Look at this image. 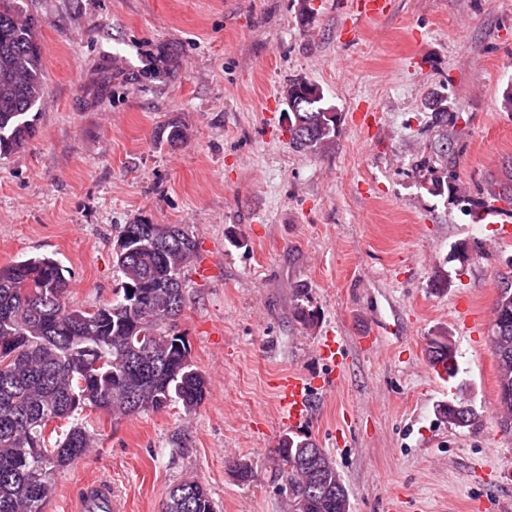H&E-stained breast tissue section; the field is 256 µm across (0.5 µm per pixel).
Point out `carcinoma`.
<instances>
[{"instance_id":"cac0c4a2","label":"carcinoma","mask_w":512,"mask_h":512,"mask_svg":"<svg viewBox=\"0 0 512 512\" xmlns=\"http://www.w3.org/2000/svg\"><path fill=\"white\" fill-rule=\"evenodd\" d=\"M46 90L38 20L22 0H0V156L23 147L35 131ZM288 132L298 151L319 153L334 141L340 117L320 88L292 79L284 90ZM431 124L458 120L448 99L429 103ZM430 174L427 191L461 205L475 224L512 208V167L470 198ZM114 261L123 278L115 298L87 310L69 301L63 265L48 256L0 267V512H44L52 480L83 458L91 435L75 413L95 408L112 418L160 411L173 403L196 412L209 392L185 338L172 332L185 303L183 272L197 252L194 236L173 224H126ZM488 339L497 361L500 425L512 427V272L498 279ZM427 347L458 370L446 336ZM97 367L89 369L91 363ZM65 422L60 430L59 422ZM310 441L290 435L278 446L288 512H350L348 491L327 455L313 462ZM164 512H215L208 489L192 478L166 495Z\"/></svg>"}]
</instances>
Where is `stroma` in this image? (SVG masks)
Instances as JSON below:
<instances>
[{"instance_id":"stroma-1","label":"stroma","mask_w":512,"mask_h":512,"mask_svg":"<svg viewBox=\"0 0 512 512\" xmlns=\"http://www.w3.org/2000/svg\"><path fill=\"white\" fill-rule=\"evenodd\" d=\"M23 0L39 21L47 89L35 134L0 158V267L58 259L70 300L92 307L121 284L113 248L127 224H178L198 243L174 331L210 391L82 418L90 452L54 478L46 512H69L84 481L111 477L125 512H161L191 476L216 512H284L276 383L312 381L298 435L334 462L350 512H512V432L498 424L486 328L512 238L427 193L423 160L448 136V171L470 192L512 160V0ZM303 77L340 115L323 153L292 148L283 91ZM459 114L441 131L424 103ZM183 142L158 138L171 120ZM480 241L482 256L453 259ZM313 313L303 322L298 308ZM448 337L456 376L426 348ZM345 372L322 391L324 337ZM479 414L450 424L448 404ZM252 465L241 483L234 461Z\"/></svg>"}]
</instances>
